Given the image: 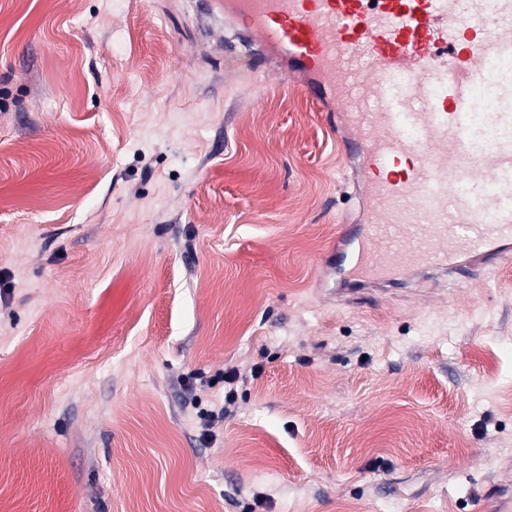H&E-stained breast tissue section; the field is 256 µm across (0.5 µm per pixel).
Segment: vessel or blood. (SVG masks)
Returning a JSON list of instances; mask_svg holds the SVG:
<instances>
[{"label": "vessel or blood", "instance_id": "obj_1", "mask_svg": "<svg viewBox=\"0 0 512 512\" xmlns=\"http://www.w3.org/2000/svg\"><path fill=\"white\" fill-rule=\"evenodd\" d=\"M224 20L349 125L362 221L342 218L337 256L362 289L512 255V81L495 87L492 137L476 118L477 90L512 60V0H224Z\"/></svg>", "mask_w": 512, "mask_h": 512}]
</instances>
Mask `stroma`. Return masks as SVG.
I'll return each instance as SVG.
<instances>
[{"mask_svg": "<svg viewBox=\"0 0 512 512\" xmlns=\"http://www.w3.org/2000/svg\"><path fill=\"white\" fill-rule=\"evenodd\" d=\"M231 39L0 0V512H512V256L341 290L330 116Z\"/></svg>", "mask_w": 512, "mask_h": 512, "instance_id": "1", "label": "stroma"}]
</instances>
